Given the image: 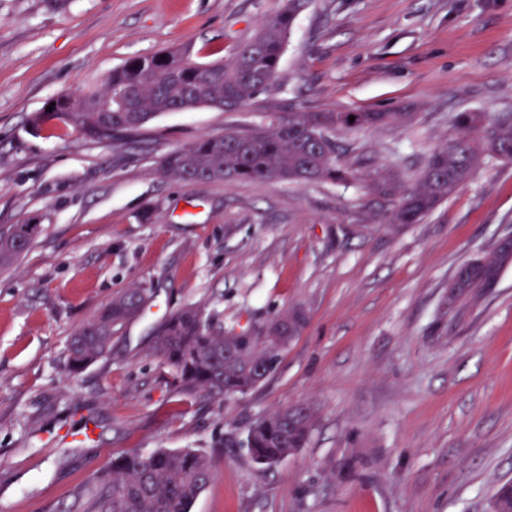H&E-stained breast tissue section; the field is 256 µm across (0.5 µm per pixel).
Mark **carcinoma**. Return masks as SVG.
Here are the masks:
<instances>
[{
    "label": "carcinoma",
    "instance_id": "obj_1",
    "mask_svg": "<svg viewBox=\"0 0 512 512\" xmlns=\"http://www.w3.org/2000/svg\"><path fill=\"white\" fill-rule=\"evenodd\" d=\"M306 2L284 0L282 8L251 39L238 45L225 63L198 61L200 50L191 44L133 58L113 69L104 87L89 85L74 95H61L53 99L52 111L35 113L30 123L39 129L56 120L90 140L110 143L135 134L162 112L212 105L235 111L275 87L288 34ZM352 115L355 120L351 122ZM409 117L408 112H296L273 127L201 137L168 153L160 171L186 185L260 179L347 182L355 174L337 150L336 128L399 124ZM454 121L456 135L431 151L411 186L387 176L372 179V193L395 201L390 223H419L473 178L483 154L512 161V113L486 124L475 113L461 112ZM41 232L40 224L1 226L0 265H11ZM511 258L510 239L496 255L470 260L458 273L449 303L472 290L492 287L499 268ZM147 300L145 288H130L114 296L71 336L69 367L77 371L107 354L112 334ZM302 314L294 309L277 315L259 332H226L216 328L214 318L201 308L186 305L172 312L160 327L154 352L174 369L183 392L221 401L252 390L258 382V365H264L265 373L271 372L286 347L278 337L298 331L289 322H297ZM311 429L309 409L290 406L254 422L247 434V448L256 463L271 465L303 447ZM211 477L210 458L196 449L127 454L96 477L97 486L82 512H189ZM492 509L512 512L511 484L496 491Z\"/></svg>",
    "mask_w": 512,
    "mask_h": 512
}]
</instances>
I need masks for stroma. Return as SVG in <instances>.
<instances>
[{"label":"stroma","instance_id":"obj_1","mask_svg":"<svg viewBox=\"0 0 512 512\" xmlns=\"http://www.w3.org/2000/svg\"><path fill=\"white\" fill-rule=\"evenodd\" d=\"M283 0H0V226L40 224L0 267V512H79L113 458L208 454L191 512H491L512 484V259L448 296L512 238V161L416 224H389L377 175L412 184L460 112L512 113V0H310L274 90L227 112H166L102 144L31 114L128 59L191 43L230 58ZM295 112H407L340 129L351 184L199 181L159 160L204 135ZM150 289L110 352L67 366L70 336L117 292ZM195 305L225 329L303 309L272 373L243 395L185 394L154 353ZM303 404L308 443L261 466L251 424ZM512 256V240L505 241L499 252L486 258H474L466 263L458 273L453 284L449 304L472 290L478 288H491L494 285L499 268Z\"/></svg>","mask_w":512,"mask_h":512}]
</instances>
